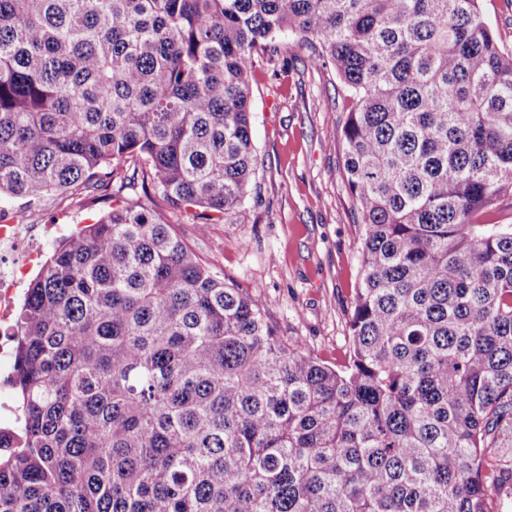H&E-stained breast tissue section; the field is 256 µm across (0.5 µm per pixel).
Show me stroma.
<instances>
[{"instance_id":"35a3bbf8","label":"stroma","mask_w":512,"mask_h":512,"mask_svg":"<svg viewBox=\"0 0 512 512\" xmlns=\"http://www.w3.org/2000/svg\"><path fill=\"white\" fill-rule=\"evenodd\" d=\"M282 69L258 65L252 76V135L257 184L241 214L180 237L227 282L269 302L278 336L303 342L329 365H343L347 320L361 272V226L346 190L340 128L349 103L332 67L313 65L291 35L278 37ZM27 223L43 225L44 249L56 225L75 227L106 213L102 191L52 194L39 205L12 200Z\"/></svg>"}]
</instances>
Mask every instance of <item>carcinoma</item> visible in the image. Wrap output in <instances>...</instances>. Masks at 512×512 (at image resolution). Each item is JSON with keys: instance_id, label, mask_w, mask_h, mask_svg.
<instances>
[{"instance_id": "obj_1", "label": "carcinoma", "mask_w": 512, "mask_h": 512, "mask_svg": "<svg viewBox=\"0 0 512 512\" xmlns=\"http://www.w3.org/2000/svg\"><path fill=\"white\" fill-rule=\"evenodd\" d=\"M285 32L350 102L339 370L163 216L242 211ZM98 184L14 314L0 512H503L512 224L481 219L512 196V54L479 0H0V197Z\"/></svg>"}]
</instances>
